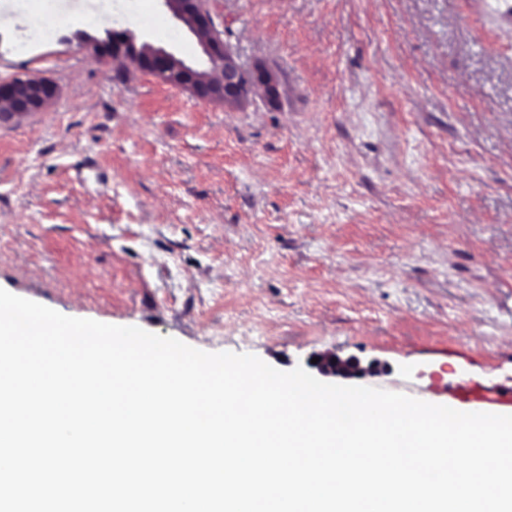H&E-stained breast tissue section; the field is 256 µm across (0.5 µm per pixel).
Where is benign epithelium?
<instances>
[{
    "mask_svg": "<svg viewBox=\"0 0 512 512\" xmlns=\"http://www.w3.org/2000/svg\"><path fill=\"white\" fill-rule=\"evenodd\" d=\"M164 5L178 21L191 14L196 24L189 29L192 35L198 30L207 32L200 47L206 57L209 68L221 74L218 82L211 85L201 84L197 80L199 68L179 61V69L170 71L168 64L176 56L163 47H151L150 54L141 59L138 68L154 77L172 76L176 86L188 90L197 99L227 107H240L249 100L250 84L259 83L265 87L267 101L271 104L277 99V81L263 65L251 69L244 68L238 61L232 48L224 43V22H216L218 15L213 12L211 0H180V9L174 8V0H162ZM58 87L46 77H38L29 85H20L13 81L0 82V101L8 103V110L0 109V120L7 112H37L39 101L50 96L57 97ZM318 371L325 376H348L358 369L353 363L341 360L334 355H326L317 363Z\"/></svg>",
    "mask_w": 512,
    "mask_h": 512,
    "instance_id": "obj_1",
    "label": "benign epithelium"
}]
</instances>
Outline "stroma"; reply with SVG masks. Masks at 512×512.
<instances>
[{
  "label": "stroma",
  "mask_w": 512,
  "mask_h": 512,
  "mask_svg": "<svg viewBox=\"0 0 512 512\" xmlns=\"http://www.w3.org/2000/svg\"><path fill=\"white\" fill-rule=\"evenodd\" d=\"M19 39L42 8L0 7V82L57 98L0 126V288L289 371L333 353L434 403L512 383V0H216L262 87L229 109L75 34L128 31L190 64L163 0Z\"/></svg>",
  "instance_id": "1"
}]
</instances>
